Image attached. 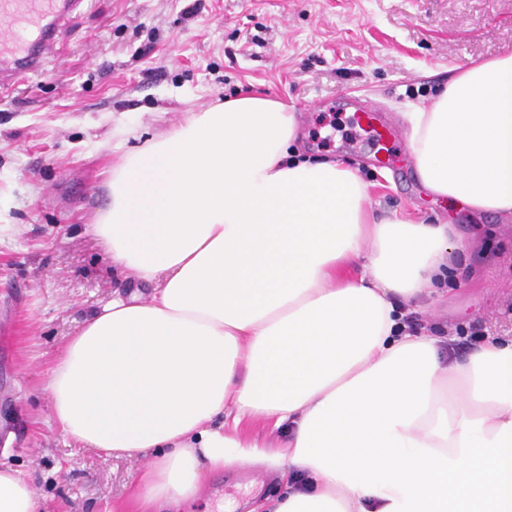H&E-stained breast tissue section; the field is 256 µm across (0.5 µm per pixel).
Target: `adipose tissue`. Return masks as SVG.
Returning a JSON list of instances; mask_svg holds the SVG:
<instances>
[{"mask_svg": "<svg viewBox=\"0 0 512 512\" xmlns=\"http://www.w3.org/2000/svg\"><path fill=\"white\" fill-rule=\"evenodd\" d=\"M422 188L512 218V52L405 113ZM91 226L149 297L91 311L49 374L63 436L149 464L146 512L206 466L277 472L250 512H512V336L464 360L408 317L443 301L475 244L376 217L354 162L300 147L271 96L225 99L120 155ZM265 422L264 439L242 423ZM0 512H40L0 465Z\"/></svg>", "mask_w": 512, "mask_h": 512, "instance_id": "1", "label": "adipose tissue"}]
</instances>
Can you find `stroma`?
<instances>
[{"label": "stroma", "instance_id": "obj_1", "mask_svg": "<svg viewBox=\"0 0 512 512\" xmlns=\"http://www.w3.org/2000/svg\"><path fill=\"white\" fill-rule=\"evenodd\" d=\"M512 51V0H87L44 70L0 86V463L26 474L44 512H138L145 463L80 447L46 390L56 356L91 310L127 282L90 226L118 156L230 93L300 112L310 155L359 163L376 215L396 210L480 237L476 277L448 286L458 309L421 314L456 356L479 335L512 336V220L428 194L412 159L381 177L373 145L331 107L344 93L385 107L404 131L457 66ZM282 484L260 468H210L189 512H231Z\"/></svg>", "mask_w": 512, "mask_h": 512}]
</instances>
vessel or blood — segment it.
I'll use <instances>...</instances> for the list:
<instances>
[{
	"mask_svg": "<svg viewBox=\"0 0 512 512\" xmlns=\"http://www.w3.org/2000/svg\"><path fill=\"white\" fill-rule=\"evenodd\" d=\"M83 0H0V82L36 72L54 46L65 21ZM378 105L358 103L355 121L385 152L387 164L399 163L404 143L378 120Z\"/></svg>",
	"mask_w": 512,
	"mask_h": 512,
	"instance_id": "b4317fda",
	"label": "vessel or blood"
}]
</instances>
